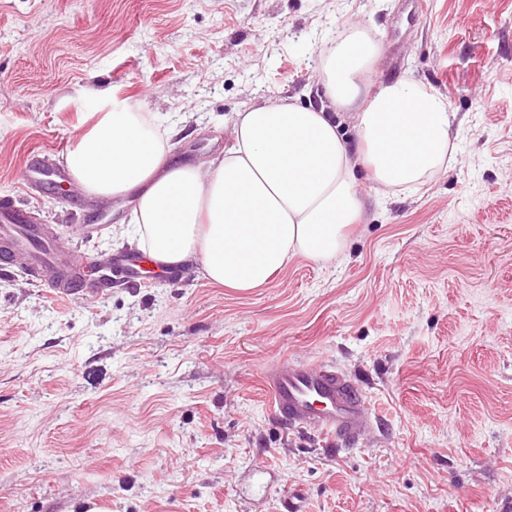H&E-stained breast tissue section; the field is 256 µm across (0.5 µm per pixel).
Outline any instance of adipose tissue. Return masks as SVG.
I'll use <instances>...</instances> for the list:
<instances>
[{
	"label": "adipose tissue",
	"instance_id": "obj_1",
	"mask_svg": "<svg viewBox=\"0 0 512 512\" xmlns=\"http://www.w3.org/2000/svg\"><path fill=\"white\" fill-rule=\"evenodd\" d=\"M378 51L366 32L337 39L320 62L326 102L280 101L237 113L223 156L174 161L167 135L136 112L104 113L65 158L86 195L135 194L132 237L157 261L199 262L214 283L264 286L289 260L337 258L360 221L356 170L378 189L417 191L454 159V116L437 93L410 80L372 81ZM355 118L356 144L336 121Z\"/></svg>",
	"mask_w": 512,
	"mask_h": 512
}]
</instances>
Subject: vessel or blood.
Returning a JSON list of instances; mask_svg holds the SVG:
<instances>
[{"label": "vessel or blood", "instance_id": "vessel-or-blood-1", "mask_svg": "<svg viewBox=\"0 0 512 512\" xmlns=\"http://www.w3.org/2000/svg\"><path fill=\"white\" fill-rule=\"evenodd\" d=\"M41 180L56 189L69 183L70 177L63 163H47L39 177L27 179L26 184L32 187ZM19 259L26 260L31 278L55 271L54 286L61 297L78 298L103 288L102 283L88 279L81 256H61L42 226L28 223L25 211L6 198L0 200V268H10ZM147 264L155 274L167 276V269L145 252L117 260L115 273L136 274ZM263 378L276 413L289 423L342 440L359 437L372 424L362 390L328 366L282 364L266 369Z\"/></svg>", "mask_w": 512, "mask_h": 512}]
</instances>
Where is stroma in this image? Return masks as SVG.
Masks as SVG:
<instances>
[{
    "mask_svg": "<svg viewBox=\"0 0 512 512\" xmlns=\"http://www.w3.org/2000/svg\"><path fill=\"white\" fill-rule=\"evenodd\" d=\"M352 27L376 79L442 95L453 163L382 195L336 260L247 292L197 266L72 301L0 272V512H512V0H0V196L110 275L130 198L23 187L116 106L223 153L235 113L320 106ZM334 366L372 430L273 411L262 371Z\"/></svg>",
    "mask_w": 512,
    "mask_h": 512,
    "instance_id": "obj_1",
    "label": "stroma"
}]
</instances>
